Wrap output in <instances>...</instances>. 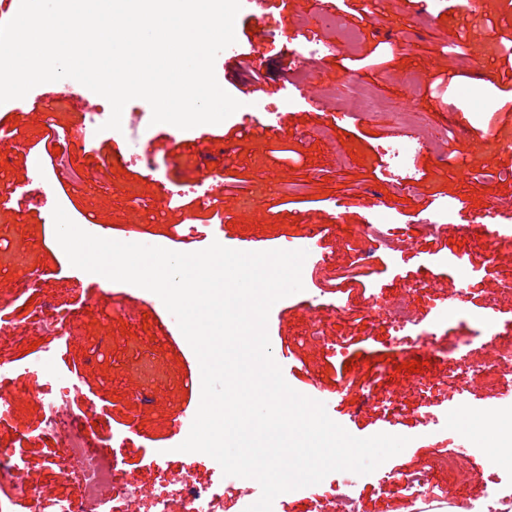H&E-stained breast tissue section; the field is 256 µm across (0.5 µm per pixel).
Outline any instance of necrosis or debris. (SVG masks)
<instances>
[{
    "label": "necrosis or debris",
    "mask_w": 512,
    "mask_h": 512,
    "mask_svg": "<svg viewBox=\"0 0 512 512\" xmlns=\"http://www.w3.org/2000/svg\"><path fill=\"white\" fill-rule=\"evenodd\" d=\"M394 123L396 134L381 146L390 176L389 186L397 191L411 190L416 182L413 159L425 148L426 142L419 136L409 137L410 127L405 113H395ZM360 240L362 246L356 251V260L334 273L337 283L352 280L367 260L393 254L400 242L384 217L361 235ZM361 316L372 325L389 326L398 334L416 324L411 306L403 298L381 306L375 297H368ZM30 370L38 379L37 397L44 411V426L59 437L66 462L64 474L73 478L78 487L74 497L57 502L55 512H224L225 496H234L244 508L257 500V491L252 486H239L231 481H199L194 473L197 457L193 454L179 469L171 472L166 490L147 492L133 474L119 468L116 455L89 446L81 427L83 417L75 412L71 403L76 384L62 381L42 359L32 363ZM505 440L512 442L510 400L499 402L492 415L481 418L478 432L466 436L467 444L472 448L481 443L494 448ZM384 491L427 506L434 503L449 506L454 499L449 488L434 493L432 473L428 470L390 475Z\"/></svg>",
    "instance_id": "obj_1"
}]
</instances>
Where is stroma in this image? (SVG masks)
<instances>
[{
    "instance_id": "1",
    "label": "stroma",
    "mask_w": 512,
    "mask_h": 512,
    "mask_svg": "<svg viewBox=\"0 0 512 512\" xmlns=\"http://www.w3.org/2000/svg\"><path fill=\"white\" fill-rule=\"evenodd\" d=\"M343 28L357 32L347 50L342 29L323 21L319 0H291L281 10L271 0L263 16L235 20L236 48L258 52L263 62L262 95L246 94L227 77L224 58L215 61L220 86L240 107L218 124L188 130L152 123L150 115L122 131L99 130L87 115L93 93L80 88L58 114L63 132L73 135L71 164L84 172L77 189H61L54 172L31 179L33 154L56 149L58 141L44 125L45 107L59 83L40 84L22 103L8 110V141L0 142L6 162L0 166V312L23 325L25 336L0 337V363L14 368L0 389L14 397L10 414L0 418V448L21 452L29 486L48 489L50 498L74 495L75 484L61 473L58 438L44 429V413L35 394L29 364L47 359L63 377L75 378V412L84 414L83 430L96 447L116 449L120 468L150 490L162 489L167 470L178 469L185 453L178 446L188 436L189 415L197 412L201 386L194 383L198 359L165 306L136 286L101 284L98 275L71 266L55 237L52 212L62 207L80 227L111 229L117 238L162 237L176 252H196L213 242L244 250L249 239L267 249H284L319 229L315 261L304 278L309 293L276 302L269 314L271 353L287 383L308 395L314 387L331 393L329 416L350 434L365 438L384 432L409 437L407 447L368 475L331 473L329 480L284 494L282 512H329L330 483L345 486L360 512H412L408 498L381 490L385 475L432 467L454 452L459 433L426 424L425 413L452 415L448 398L465 385L464 399L481 416L512 390V246L488 253L477 234L457 235L440 226L426 229L441 206H457L463 220L481 216L492 205L512 208V110L501 108L499 88L512 79V0H430L431 17L420 23L415 0H347ZM332 45L297 68L293 53L303 37ZM421 75L411 87L408 79ZM455 85H448V78ZM373 87L384 103L376 115L354 112L342 121L336 94L346 84ZM312 89L281 120H267L296 85ZM469 88L461 98L458 85ZM410 104L419 133L437 138L453 131L456 162L428 149L416 158L419 182L404 198L389 199L382 141L394 133L393 112ZM349 141H341V134ZM200 139L206 154L171 151L173 143ZM152 144V161L129 163L135 144ZM223 168L230 179L212 190L205 173ZM188 184L212 193L208 208L174 196ZM402 224L408 240L395 257L373 262L366 284H328L329 272L349 262L345 246L365 225L374 223L377 203ZM195 224L200 234L178 235L179 226ZM465 255L471 271L468 310L492 313L502 336L495 358L474 341L473 325L461 316L433 326L435 296H447L456 283L454 261ZM437 290L420 289V281ZM411 293L417 324L404 341L386 326L373 327L360 311L369 296L385 302ZM328 307L323 314L324 341L305 335L310 322L309 296ZM63 317L66 335H47L38 322ZM435 330L443 344L472 338L471 354L484 362L480 372L458 380L448 375L441 354H434L423 374L433 381L430 397L416 393L413 376L402 370L412 361L407 348L417 336ZM350 368L337 372L339 363ZM393 406H385L388 394ZM492 453L470 450L459 471L437 472L434 485L453 487L456 512H471L485 486L475 471L492 473Z\"/></svg>"
}]
</instances>
